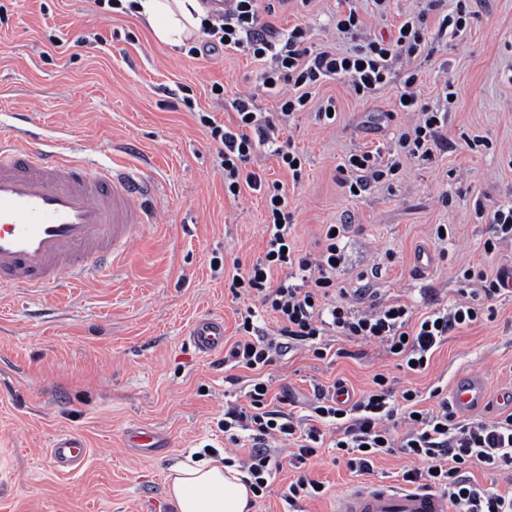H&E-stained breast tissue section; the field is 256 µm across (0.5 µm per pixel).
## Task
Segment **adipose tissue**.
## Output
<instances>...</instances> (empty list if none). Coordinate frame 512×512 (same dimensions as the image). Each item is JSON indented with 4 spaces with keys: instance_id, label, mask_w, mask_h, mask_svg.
Listing matches in <instances>:
<instances>
[{
    "instance_id": "adipose-tissue-1",
    "label": "adipose tissue",
    "mask_w": 512,
    "mask_h": 512,
    "mask_svg": "<svg viewBox=\"0 0 512 512\" xmlns=\"http://www.w3.org/2000/svg\"><path fill=\"white\" fill-rule=\"evenodd\" d=\"M134 15L164 44L181 45L201 28L207 10L201 0H133ZM175 512H251L254 498L236 467L217 461L181 463L167 476Z\"/></svg>"
}]
</instances>
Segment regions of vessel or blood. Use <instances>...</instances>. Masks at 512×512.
Listing matches in <instances>:
<instances>
[{
  "label": "vessel or blood",
  "instance_id": "1",
  "mask_svg": "<svg viewBox=\"0 0 512 512\" xmlns=\"http://www.w3.org/2000/svg\"><path fill=\"white\" fill-rule=\"evenodd\" d=\"M31 115L0 127V287L48 292L60 284L110 274L135 241L136 230L157 223L146 204L153 185L117 164L64 150L36 132ZM202 354L224 347V323L204 318L188 337ZM483 398L479 379L457 382L459 410ZM88 454L77 437H57L54 466L75 469ZM339 512H448V502L426 489L369 483L349 494Z\"/></svg>",
  "mask_w": 512,
  "mask_h": 512
}]
</instances>
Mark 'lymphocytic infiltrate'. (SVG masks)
Here are the masks:
<instances>
[{
  "label": "lymphocytic infiltrate",
  "mask_w": 512,
  "mask_h": 512,
  "mask_svg": "<svg viewBox=\"0 0 512 512\" xmlns=\"http://www.w3.org/2000/svg\"><path fill=\"white\" fill-rule=\"evenodd\" d=\"M346 2L347 9L336 14L337 34L354 41L345 51L312 49L303 25L280 30L262 22L257 0H224L223 8L211 10L201 28L204 42L187 50L193 58L222 49L250 56L262 65L258 75L262 86L278 97L273 113L257 111L250 98L236 97L231 103L236 119L230 128L210 113L199 117L221 161L225 193L236 197L246 189L258 192L267 210L263 257L250 266L234 267L230 290L250 304L241 314L242 339L224 355L225 361L252 371L254 377L246 403L225 408L220 427L229 443L247 444L248 454L240 466L256 494H263L283 466L297 470L284 494L291 506L323 494V483L308 478L306 469L331 431L337 460L352 472H370L378 457L397 451L415 462L402 473L405 485L445 496L448 512H512V493L484 487L469 475L475 467L512 472V413L492 420L460 417L437 387L429 392L433 406L423 409L417 392L395 394L381 373L354 400L344 398L342 384L316 387L304 416L285 411L288 394L280 395V408L267 403L270 384L261 372L291 351L304 347L322 358L327 337L372 341L409 372L419 373L427 369L450 332L493 313L495 300L505 293L502 274L467 268L462 279L478 280V288L417 317L400 301L370 300L368 285L337 284L336 271L344 260L340 236L346 225L325 226L315 251L293 247L286 190L256 168L257 155L269 146L293 180L302 177V154L292 143L274 137L276 116L307 109L313 89L329 80L347 83L356 96L370 99L388 84L393 64L430 51L427 11L407 17L389 36L362 41L359 8L355 0ZM419 86L418 70L407 68L393 106L411 115L410 127L399 134L389 152L375 148L350 155L342 166L344 187L362 193L397 174L403 160H436L447 115L429 106ZM262 312L275 320V333L255 324Z\"/></svg>",
  "instance_id": "lymphocytic-infiltrate-1"
}]
</instances>
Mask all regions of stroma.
Returning <instances> with one entry per match:
<instances>
[{"label": "stroma", "instance_id": "stroma-1", "mask_svg": "<svg viewBox=\"0 0 512 512\" xmlns=\"http://www.w3.org/2000/svg\"><path fill=\"white\" fill-rule=\"evenodd\" d=\"M470 6L475 17L466 33L446 41L429 30L435 51L415 61L430 105H438L445 79L457 92L443 131L448 146L435 162L404 161L398 175L357 198L341 184L339 166L350 154L393 148L411 124V115L393 110L398 69L369 100L340 81L316 88L312 109L280 133L304 155L300 182L270 154L258 158L286 188L296 248H313L325 225H347L337 281L355 285L360 273L380 266L374 298L407 303L418 315L458 296L459 269H512V242L485 253L489 226L479 214L512 204V0ZM338 8V0L306 7L288 0L268 21L279 29L305 22L314 48L340 49L347 42L334 29ZM257 70L233 50L189 58L157 42L133 14L103 13L95 0H10L0 21V115L31 111L42 126L64 127L67 143L83 154L152 177L159 222L141 231L107 280L41 294L0 289V512H174L169 468L224 456V405L245 403L252 373L225 366L223 354L197 353L187 333L196 319L215 316L224 321L225 344L238 340L244 303L229 284L234 263L262 255L265 209L255 192L225 195L198 115L233 124L231 102L241 95L260 111H276ZM215 82L223 99L210 95ZM179 85L190 87L194 109L170 106L168 91ZM330 98L336 122L317 124L313 108ZM475 135L488 147L469 150L465 140ZM439 224L448 227L447 242L434 235ZM330 346L323 359L300 350L266 367L272 392L288 389L302 408L318 384L343 383L356 397L382 373L396 391L425 395L473 374L486 392L474 413L495 418L506 410L501 394L512 388V296L498 299L492 319L451 332L420 373H407L373 342L335 336ZM130 428L154 431L157 447H126ZM63 433L89 450L77 470H58L48 457ZM335 455L331 447L318 450L308 475L325 493L299 501L298 512H338L351 490L371 480L401 484L411 465L393 453L359 475Z\"/></svg>", "mask_w": 512, "mask_h": 512}]
</instances>
